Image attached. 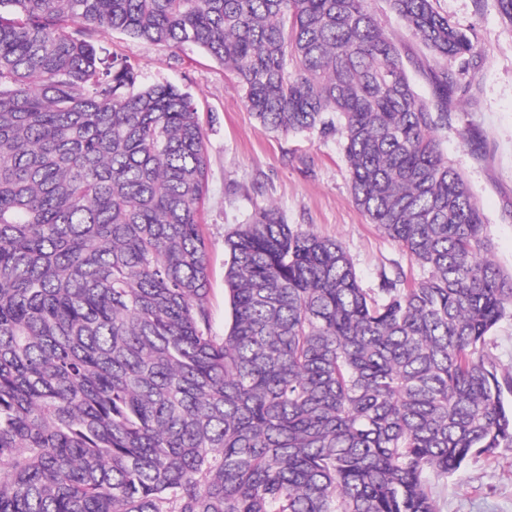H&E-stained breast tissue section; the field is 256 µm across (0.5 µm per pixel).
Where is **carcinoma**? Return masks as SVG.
<instances>
[{"instance_id":"cac0c4a2","label":"carcinoma","mask_w":512,"mask_h":512,"mask_svg":"<svg viewBox=\"0 0 512 512\" xmlns=\"http://www.w3.org/2000/svg\"><path fill=\"white\" fill-rule=\"evenodd\" d=\"M436 63L479 50L386 0ZM204 49L266 129L338 134L413 270L256 210L224 239L219 336L191 96L94 33ZM371 0H0V512H439L429 474L512 450L492 329L512 274Z\"/></svg>"}]
</instances>
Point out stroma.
Returning <instances> with one entry per match:
<instances>
[{
	"label": "stroma",
	"mask_w": 512,
	"mask_h": 512,
	"mask_svg": "<svg viewBox=\"0 0 512 512\" xmlns=\"http://www.w3.org/2000/svg\"><path fill=\"white\" fill-rule=\"evenodd\" d=\"M440 14L462 27L477 45L460 80L465 87L448 106L440 136L448 162L467 180L477 201L491 256L512 271V18L499 0H433ZM372 8L395 35L407 71L422 97H430L434 66L423 45L402 27L385 0ZM96 44L137 64L146 83L170 82L191 94L200 113L208 155L200 221L207 243L214 330L230 321L224 285V238L257 208L275 206L287 223L340 240L362 288L377 290L383 276L409 268L403 248L369 224L354 203L338 135L265 129L245 108L232 75L197 47L171 48L119 32L95 35ZM472 141L464 143L461 131ZM440 512H512V450L467 461L434 480Z\"/></svg>",
	"instance_id": "obj_1"
}]
</instances>
